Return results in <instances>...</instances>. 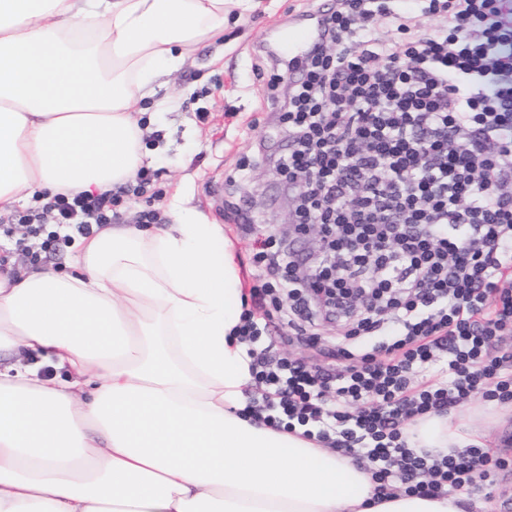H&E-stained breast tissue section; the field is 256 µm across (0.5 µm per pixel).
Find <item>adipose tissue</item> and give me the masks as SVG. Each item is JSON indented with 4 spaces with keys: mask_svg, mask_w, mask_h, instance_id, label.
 Returning <instances> with one entry per match:
<instances>
[{
    "mask_svg": "<svg viewBox=\"0 0 512 512\" xmlns=\"http://www.w3.org/2000/svg\"><path fill=\"white\" fill-rule=\"evenodd\" d=\"M233 2L0 0V212L133 179L134 103L223 35ZM71 267L0 276V512H466L463 492L380 495L365 467L246 412L222 225L116 224L79 238ZM498 406L419 421L410 443L480 445L474 419Z\"/></svg>",
    "mask_w": 512,
    "mask_h": 512,
    "instance_id": "ef3b65f1",
    "label": "adipose tissue"
}]
</instances>
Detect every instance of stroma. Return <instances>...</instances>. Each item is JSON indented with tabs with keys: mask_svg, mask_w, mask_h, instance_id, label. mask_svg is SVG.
Returning <instances> with one entry per match:
<instances>
[{
	"mask_svg": "<svg viewBox=\"0 0 512 512\" xmlns=\"http://www.w3.org/2000/svg\"><path fill=\"white\" fill-rule=\"evenodd\" d=\"M324 0H239L223 36L204 39L188 53L184 66L170 74L155 99L136 104L140 121L151 137L142 145L144 165L159 170L162 191L159 205L169 210L180 203L185 210L223 225L233 241L245 287L257 273L252 263L253 237L239 231L235 210L250 200L263 218L262 234L287 236L292 222L291 203L275 173L256 162L257 151H283L280 133L283 92H271L268 75L257 69V45L269 32L287 26L304 12L322 9ZM250 166L249 179H241L239 166ZM212 181L224 184L223 198L207 193ZM289 300H282L273 315V347L277 354L310 363L322 358L348 338L342 327L312 325V340L289 336Z\"/></svg>",
	"mask_w": 512,
	"mask_h": 512,
	"instance_id": "1",
	"label": "stroma"
}]
</instances>
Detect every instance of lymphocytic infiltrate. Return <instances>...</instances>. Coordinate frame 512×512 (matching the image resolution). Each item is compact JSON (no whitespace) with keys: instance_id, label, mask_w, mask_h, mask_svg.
I'll use <instances>...</instances> for the list:
<instances>
[{"instance_id":"f902f5d3","label":"lymphocytic infiltrate","mask_w":512,"mask_h":512,"mask_svg":"<svg viewBox=\"0 0 512 512\" xmlns=\"http://www.w3.org/2000/svg\"><path fill=\"white\" fill-rule=\"evenodd\" d=\"M442 26L421 25L424 17ZM396 24L398 38L381 29ZM287 149L274 169L294 201V239L256 237L268 275L252 292L265 307L286 290L297 317L317 309L356 334L392 319L396 337L335 363L269 360L268 324L249 310L238 326L264 387L249 408L273 427L307 426L309 438L367 463L386 491L441 497L512 468L491 448L416 452L406 423L447 415L481 395L512 400V0H335L315 43L288 77ZM157 176L97 193H58L0 225V252L42 261L40 237L90 236L122 221L117 205ZM321 225L316 253L294 240ZM481 471H474L473 461Z\"/></svg>"}]
</instances>
